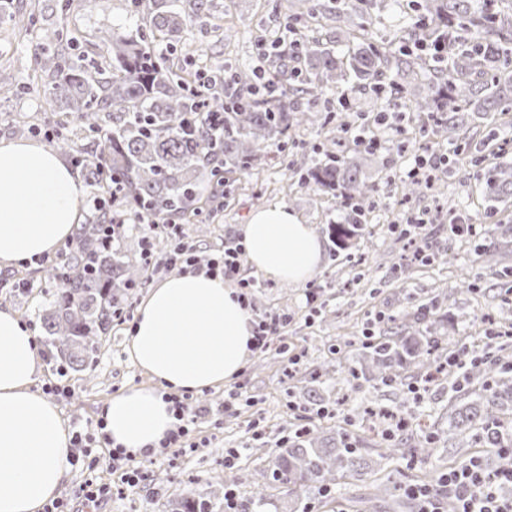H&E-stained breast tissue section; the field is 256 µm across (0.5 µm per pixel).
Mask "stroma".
I'll return each instance as SVG.
<instances>
[{"instance_id":"stroma-1","label":"stroma","mask_w":512,"mask_h":512,"mask_svg":"<svg viewBox=\"0 0 512 512\" xmlns=\"http://www.w3.org/2000/svg\"><path fill=\"white\" fill-rule=\"evenodd\" d=\"M208 5L207 15L189 27L183 43L189 48L204 43L208 54L203 64L210 70H223L230 64L243 69L261 66L256 37L278 36L287 27L291 13L290 0H208ZM12 9L39 15L46 27L66 19L85 35V57L102 67L109 65L110 56L94 45L96 31L127 28L134 23L131 0H72L63 14L55 0H12ZM379 17L374 40L383 47L398 48L401 27L415 21L409 0H383ZM216 23L223 25V33L213 31ZM38 37V32H21L0 24V69L19 79L31 75ZM421 91V81H411L389 103V112L403 114L404 119L399 130L378 132L381 145L368 156L363 168L373 187V208L366 215V235L356 248L339 250L330 236V225L342 222L347 213L340 194L313 192L302 180L306 163L324 160L339 149L357 152L353 140L340 134L346 111L355 109L365 98L356 88L347 90L342 105L335 94L322 96L317 106L325 124L291 131L285 154L262 160L252 175L234 176L232 190L206 229L178 225L187 254L194 258L195 270L201 271L215 256L218 245L240 243V226L252 212L281 204L293 210L301 223L312 225L323 243L322 264L312 280L295 287L266 278L250 268L247 259H240L231 286L243 280L251 282L248 298L255 318L280 315L287 322L266 353L250 356L239 378L242 397L236 415L220 423L211 417L199 420L197 448L176 458H159L146 481L125 496L103 501L97 512H168L173 501L219 492L215 478L224 472L234 476L239 498L252 497L262 490L260 468L273 459L277 441L292 425L306 422L329 434L346 427L367 435V424L345 420L347 410L359 404L405 408L412 411L414 421L447 434L451 405L447 383L430 386L416 404L400 387L374 384L348 373L363 351L365 330L379 332L390 315L425 311L441 319L445 351L451 355L462 349L483 357L496 355L499 349L488 345V337L512 330V293L507 291L502 274L503 268H512V257H504L493 268L481 266L472 237L448 230L450 220L456 217L478 225L486 236L495 225L512 222V207L487 216L474 164L476 158L488 155L480 137L487 128L496 127L499 139L512 145V115L463 113V129L473 132L474 137L467 150L458 153L447 138L436 135L426 116L413 111V99ZM16 120L42 126V102L18 94L15 87L2 86L0 138H15L12 123ZM434 154L448 157L438 183L439 195L426 194L403 202L407 168L415 157ZM430 215L436 216V223L421 229L416 239L417 245L426 246L429 262L400 264L406 239L392 231V224ZM444 252L454 255V265L441 262ZM45 272L42 263L0 269V307L12 308L35 331L41 327V315L53 291ZM130 329V323L113 322L101 338L94 362L79 373L58 376L57 363L48 353H41L36 386L43 390L58 381L69 386L70 396L57 398L56 403L70 430L92 427L106 402L120 389L147 384V377L126 352ZM311 398L325 408L324 417L308 416L304 406ZM228 448L238 451L229 469L224 466ZM459 460V451L443 440L431 455L395 461L393 468L405 481L423 475L434 478ZM265 493L268 512H286L285 492L275 488Z\"/></svg>"}]
</instances>
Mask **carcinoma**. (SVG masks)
<instances>
[{"label": "carcinoma", "mask_w": 512, "mask_h": 512, "mask_svg": "<svg viewBox=\"0 0 512 512\" xmlns=\"http://www.w3.org/2000/svg\"><path fill=\"white\" fill-rule=\"evenodd\" d=\"M331 0H308L304 19L328 13L352 48L341 56L317 38L298 39L289 48L264 40L262 55L270 68L235 71L224 89L201 86L205 78L187 72L195 59L206 55L199 45L178 52L188 24L205 14L204 0L191 13L180 0H132L134 14L146 27L122 33L101 30L97 44L112 52L108 69L89 66L80 49L83 33L65 24L42 29L34 50L35 69L50 82L38 89L42 97L62 101L61 112L80 116L83 137L72 140L61 121L49 126L53 146L67 150L73 163L86 170L90 196L105 198L104 207L80 224L62 249L61 262L50 269L56 285L42 329L49 353L64 370L82 371L95 359L102 335L112 318L127 306L126 289L140 280L143 265L127 259L123 230L105 232L112 225L109 208L116 204L135 213L156 216L198 217L202 214V184L224 186V175L253 169L276 147L291 128L315 124L318 109L312 102L328 92L345 97L353 81L369 88L371 97L357 113L365 124L384 120L377 116L384 89L397 93L399 80L421 74L427 78L425 94L416 111L437 115V125L448 140L460 136L457 113L476 106L482 112L512 110V11L497 0H414L417 16L430 26L415 28L402 46L389 53L371 37L378 15L356 4L330 6ZM24 30L36 26L34 14L10 11V0H0V22ZM448 32V55L434 60L414 43L431 42ZM305 67L301 86L294 85L290 63ZM310 97L306 107L288 106L290 95ZM363 157L344 153L307 169L316 189L338 191L356 201L331 234L341 249L364 235L366 201L371 186L362 179ZM480 184L486 208L497 210L512 202V164L500 161L485 169ZM501 241L477 246V261L496 265L512 248V224H499ZM403 316L387 336L367 345L354 377L383 385L403 382L406 372L422 374L427 357L439 350L441 322L434 319L422 331ZM462 384H478L476 398L455 403L448 419V440L466 448L480 442L487 448L512 447V361L501 357L480 362H459ZM376 446L385 452L372 457L367 441L343 429L326 434L315 426L288 432V441L276 448L272 466L259 472L267 483L292 495L288 512H308L307 495L339 490V479L361 478L389 466L393 456L414 452L412 436L388 441L378 435ZM412 502L402 485L378 484L372 496L360 501L357 512H409ZM170 512H224V500L185 497Z\"/></svg>", "instance_id": "cac0c4a2"}]
</instances>
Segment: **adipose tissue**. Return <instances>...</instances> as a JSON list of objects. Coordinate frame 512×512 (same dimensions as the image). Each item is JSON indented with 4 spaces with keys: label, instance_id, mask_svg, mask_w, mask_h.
<instances>
[{
    "label": "adipose tissue",
    "instance_id": "ef3b65f1",
    "mask_svg": "<svg viewBox=\"0 0 512 512\" xmlns=\"http://www.w3.org/2000/svg\"><path fill=\"white\" fill-rule=\"evenodd\" d=\"M83 182L51 148L0 140V266L53 254L78 221ZM248 263L292 285L312 279L322 244L311 225L286 206L255 212L241 225ZM253 315L221 276L185 270L142 300L127 347L150 382L113 394L106 430L126 453L158 448L175 419L164 392H200L229 385L251 351ZM39 356L18 314L0 307V512H42L68 480L71 434L58 406L33 384Z\"/></svg>",
    "mask_w": 512,
    "mask_h": 512
}]
</instances>
